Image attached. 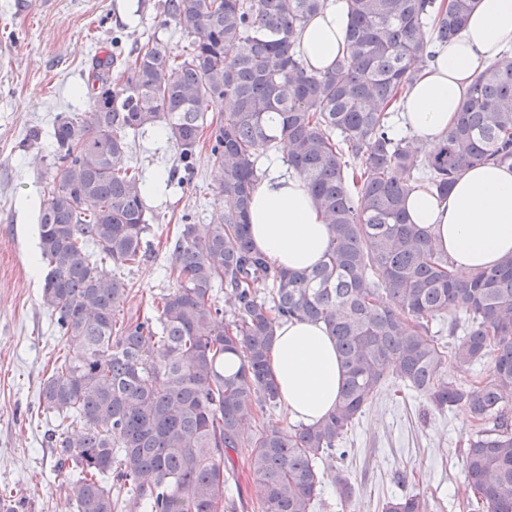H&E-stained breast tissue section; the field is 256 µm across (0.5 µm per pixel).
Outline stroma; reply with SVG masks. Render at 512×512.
<instances>
[{
  "mask_svg": "<svg viewBox=\"0 0 512 512\" xmlns=\"http://www.w3.org/2000/svg\"><path fill=\"white\" fill-rule=\"evenodd\" d=\"M157 2L0 0V497L16 499L17 512H73L55 481L52 424L38 411L46 363L58 344L32 262L48 133L58 114L85 109L81 89L91 59L111 51L114 36L128 46L146 32L180 44ZM133 7L142 12L136 26L127 16ZM33 130L41 140H29ZM132 149L147 173L177 180L147 196L158 246L126 275L130 307L147 312L154 295L170 286L162 239L182 214L206 223L215 218L219 178L207 150L198 151L189 174L178 167L172 144L154 134L137 138ZM474 431L460 413L437 411L400 383L385 382L342 443V467L356 490L351 505L342 506L328 486L316 512H381L388 498L418 491L427 492L433 512H465L460 451Z\"/></svg>",
  "mask_w": 512,
  "mask_h": 512,
  "instance_id": "obj_1",
  "label": "stroma"
}]
</instances>
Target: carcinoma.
<instances>
[{
    "label": "carcinoma",
    "instance_id": "carcinoma-1",
    "mask_svg": "<svg viewBox=\"0 0 512 512\" xmlns=\"http://www.w3.org/2000/svg\"><path fill=\"white\" fill-rule=\"evenodd\" d=\"M327 2L161 0L181 50L151 34L127 52L115 37L91 60L88 108L53 122L37 214L41 300L79 349L57 358L39 407L55 422L57 475L75 512H236L238 476L224 457L245 447L259 512H315L328 482L349 503L336 451L390 377L480 426L463 452L467 505L512 512V258L457 267L406 211L419 179L446 197L472 164L512 165V48L476 69L426 154L393 133L389 114L475 0H346L347 51L310 72L296 34ZM157 129L188 172L208 148L223 175L219 213L210 224L182 215L165 242L174 287L152 313H128L120 273L152 250L129 138ZM279 144L329 227L311 269L275 266L250 236L257 163ZM448 313L453 357L463 368L490 359L486 377L448 381L447 345L430 327ZM283 319L326 326L343 368L336 407L312 425L264 421L245 443L243 427L281 401L268 359ZM230 355L238 368L226 372ZM431 508L411 493L382 512Z\"/></svg>",
    "mask_w": 512,
    "mask_h": 512
}]
</instances>
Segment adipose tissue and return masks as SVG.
Segmentation results:
<instances>
[{"instance_id":"1","label":"adipose tissue","mask_w":512,"mask_h":512,"mask_svg":"<svg viewBox=\"0 0 512 512\" xmlns=\"http://www.w3.org/2000/svg\"><path fill=\"white\" fill-rule=\"evenodd\" d=\"M345 0H329L307 21L298 41L308 69L324 72L346 50ZM512 47V0H476L465 28L439 48L405 99L404 126L424 151L438 145L457 116L476 66ZM413 223L431 232L435 252L456 264L485 269L512 257V165L478 163L464 169L447 198L417 187L407 197ZM255 248L280 268L304 270L325 253L329 228L305 181L271 159L250 206ZM269 367L291 419L312 424L335 405L342 369L334 342L319 323L282 320Z\"/></svg>"}]
</instances>
